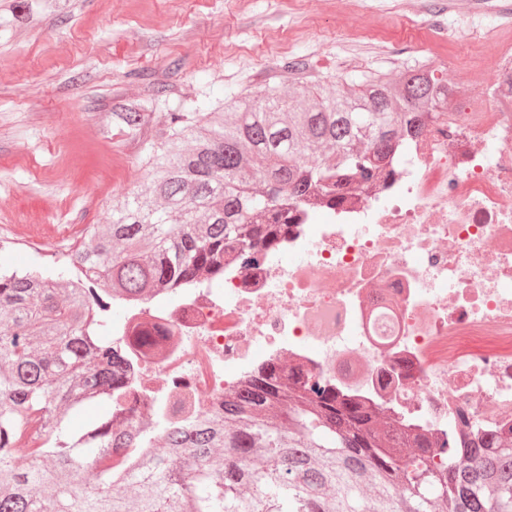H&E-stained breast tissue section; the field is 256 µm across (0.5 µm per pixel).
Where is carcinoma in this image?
<instances>
[{
	"instance_id": "cac0c4a2",
	"label": "carcinoma",
	"mask_w": 512,
	"mask_h": 512,
	"mask_svg": "<svg viewBox=\"0 0 512 512\" xmlns=\"http://www.w3.org/2000/svg\"><path fill=\"white\" fill-rule=\"evenodd\" d=\"M357 87L300 88L289 101L269 88L201 118L196 106L171 113L145 193L50 266L0 268V512H512V433L461 417L467 432L439 439L274 369L226 398L224 413L160 426L163 448L132 472L112 470V449L129 447L112 409L78 435L66 427L112 404L114 303L224 279V255L251 258L292 213L382 182L432 112L454 104L419 60ZM147 118L118 104L106 124L136 134Z\"/></svg>"
}]
</instances>
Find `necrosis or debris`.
<instances>
[{
    "instance_id": "obj_1",
    "label": "necrosis or debris",
    "mask_w": 512,
    "mask_h": 512,
    "mask_svg": "<svg viewBox=\"0 0 512 512\" xmlns=\"http://www.w3.org/2000/svg\"><path fill=\"white\" fill-rule=\"evenodd\" d=\"M486 88L455 92L386 182L294 214L224 279L122 305L112 350L126 434L182 422L272 367L445 435L456 413L512 430V44ZM164 341L147 352L144 326Z\"/></svg>"
}]
</instances>
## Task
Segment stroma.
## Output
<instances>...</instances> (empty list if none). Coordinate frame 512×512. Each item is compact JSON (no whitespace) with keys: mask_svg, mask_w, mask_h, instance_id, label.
I'll return each instance as SVG.
<instances>
[{"mask_svg":"<svg viewBox=\"0 0 512 512\" xmlns=\"http://www.w3.org/2000/svg\"><path fill=\"white\" fill-rule=\"evenodd\" d=\"M0 0V265L24 269L72 249L86 225L148 180L170 113L272 85L324 94L369 73L395 78L485 47L448 79L485 86L492 48L512 42V0ZM449 35L427 39L430 17ZM426 44L412 54L415 44ZM297 60L301 69L289 70ZM120 100L150 119L140 136L100 132Z\"/></svg>","mask_w":512,"mask_h":512,"instance_id":"1","label":"stroma"}]
</instances>
